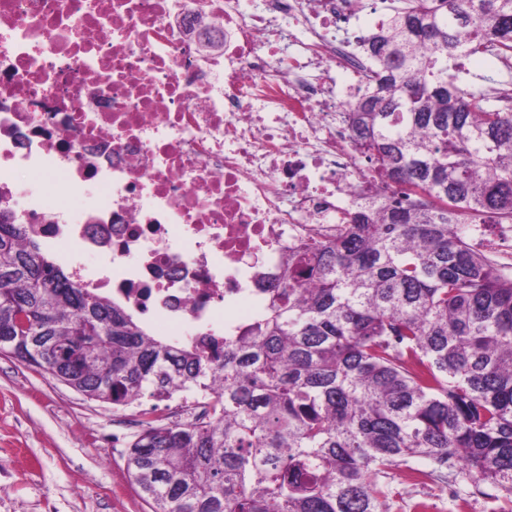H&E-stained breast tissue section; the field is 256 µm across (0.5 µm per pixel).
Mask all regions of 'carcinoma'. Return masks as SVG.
Instances as JSON below:
<instances>
[{"label":"carcinoma","instance_id":"obj_1","mask_svg":"<svg viewBox=\"0 0 512 512\" xmlns=\"http://www.w3.org/2000/svg\"><path fill=\"white\" fill-rule=\"evenodd\" d=\"M363 43L348 119L382 190L236 336L154 335L0 212L1 352L114 407L208 400L142 412L126 468L152 512H391L380 478L413 460L512 512V274L467 242L512 224V112L451 66L512 55V0H402Z\"/></svg>","mask_w":512,"mask_h":512}]
</instances>
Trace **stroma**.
I'll return each instance as SVG.
<instances>
[{
    "mask_svg": "<svg viewBox=\"0 0 512 512\" xmlns=\"http://www.w3.org/2000/svg\"><path fill=\"white\" fill-rule=\"evenodd\" d=\"M142 400L87 399L0 353V512H151L126 470Z\"/></svg>",
    "mask_w": 512,
    "mask_h": 512,
    "instance_id": "obj_1",
    "label": "stroma"
}]
</instances>
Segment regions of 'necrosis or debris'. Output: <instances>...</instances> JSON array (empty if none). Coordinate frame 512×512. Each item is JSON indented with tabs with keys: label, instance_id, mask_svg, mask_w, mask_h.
Segmentation results:
<instances>
[{
	"label": "necrosis or debris",
	"instance_id": "1",
	"mask_svg": "<svg viewBox=\"0 0 512 512\" xmlns=\"http://www.w3.org/2000/svg\"><path fill=\"white\" fill-rule=\"evenodd\" d=\"M376 3L0 0V210L169 335H236L375 191L345 119L375 62L342 25Z\"/></svg>",
	"mask_w": 512,
	"mask_h": 512
}]
</instances>
